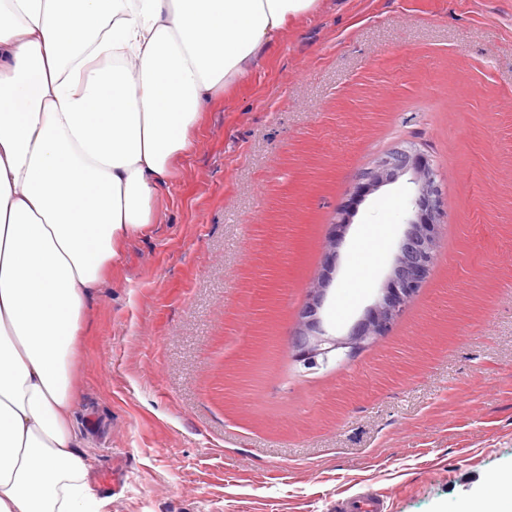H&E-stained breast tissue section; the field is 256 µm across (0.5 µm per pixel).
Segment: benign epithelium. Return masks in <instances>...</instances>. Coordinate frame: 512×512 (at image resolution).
Listing matches in <instances>:
<instances>
[{"label": "benign epithelium", "instance_id": "benign-epithelium-1", "mask_svg": "<svg viewBox=\"0 0 512 512\" xmlns=\"http://www.w3.org/2000/svg\"><path fill=\"white\" fill-rule=\"evenodd\" d=\"M408 177L413 184L409 216L398 242L384 288L350 331L341 338L327 333L320 316L333 281L338 250L349 227V206L342 207L331 224L323 270L298 313L297 326L289 337L288 351L304 369L325 367L344 350L351 356L384 336L412 302L427 277L436 256L442 187L431 159L410 147H395L376 165L362 172L354 183L350 200L358 202L385 186Z\"/></svg>", "mask_w": 512, "mask_h": 512}]
</instances>
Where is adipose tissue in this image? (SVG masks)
I'll return each mask as SVG.
<instances>
[{
	"mask_svg": "<svg viewBox=\"0 0 512 512\" xmlns=\"http://www.w3.org/2000/svg\"><path fill=\"white\" fill-rule=\"evenodd\" d=\"M318 0H0V512H107L73 412L86 304L216 93Z\"/></svg>",
	"mask_w": 512,
	"mask_h": 512,
	"instance_id": "ef3b65f1",
	"label": "adipose tissue"
}]
</instances>
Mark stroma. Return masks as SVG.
Returning <instances> with one entry per match:
<instances>
[{
  "label": "stroma",
  "instance_id": "1",
  "mask_svg": "<svg viewBox=\"0 0 512 512\" xmlns=\"http://www.w3.org/2000/svg\"><path fill=\"white\" fill-rule=\"evenodd\" d=\"M191 138L87 306L74 423L108 512H458L511 472L512 0H321ZM396 146L442 179L434 264L387 336L304 370L331 224ZM410 191L352 214L329 334L378 297Z\"/></svg>",
  "mask_w": 512,
  "mask_h": 512
}]
</instances>
